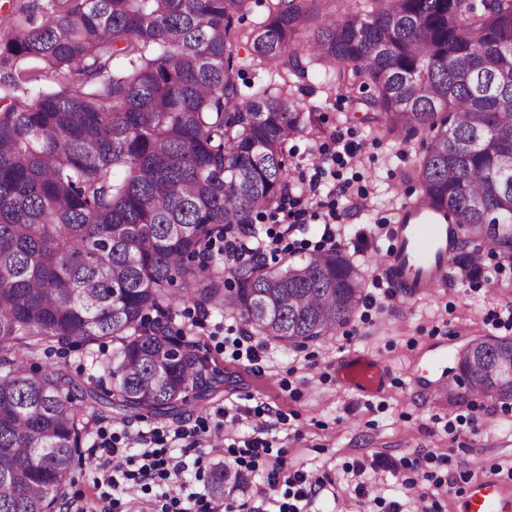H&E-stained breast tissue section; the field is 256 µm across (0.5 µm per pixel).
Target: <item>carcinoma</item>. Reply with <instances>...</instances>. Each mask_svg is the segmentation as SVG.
Segmentation results:
<instances>
[{"mask_svg": "<svg viewBox=\"0 0 512 512\" xmlns=\"http://www.w3.org/2000/svg\"><path fill=\"white\" fill-rule=\"evenodd\" d=\"M251 2L45 0L0 29V512H54L90 464L73 379L25 355L112 337V390L93 375L84 399L174 416L224 384L174 330L180 301L286 346L355 315L363 276L334 245L274 263L257 250L233 288L213 254L288 199L287 142L321 133V107L285 89L314 65L338 89L371 81L350 103L374 128L426 132L414 202L458 225L454 278L486 247L512 262V0H267L244 32ZM243 40L269 81H242ZM506 361L512 338H474L455 382L505 403ZM244 483L219 465L207 489Z\"/></svg>", "mask_w": 512, "mask_h": 512, "instance_id": "1", "label": "carcinoma"}]
</instances>
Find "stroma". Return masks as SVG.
<instances>
[{
    "mask_svg": "<svg viewBox=\"0 0 512 512\" xmlns=\"http://www.w3.org/2000/svg\"><path fill=\"white\" fill-rule=\"evenodd\" d=\"M296 99L321 102L319 137L288 143V163L314 173L323 168L317 199L336 209V243L360 266L364 275L363 301L356 315L333 335L297 347L266 341L259 363H251L245 347L236 345L244 323L240 317L202 311L192 303L180 305L176 328L196 341L209 364L219 369L224 383L205 406L189 405L175 416L121 413L107 405L78 400L88 421L82 454L96 453L101 437L118 436L127 454L137 450L139 432L169 431L186 426H221L222 440L200 448H177L184 460L183 494H205L210 467L224 463L228 447L254 435L265 422L252 415L265 405L280 415L271 454L288 466L316 476H329L309 505V512H387L391 501L409 503L410 495L383 469L370 470L379 453L418 461L424 478L452 479L439 497L441 512H455V497L473 479L512 472V401L487 408L478 396L464 394L451 401L433 393L443 373L453 372L460 350L473 338L512 336L507 306H512V264L484 253L480 277L451 281L422 296L394 292L373 263L392 244L389 229L396 213L416 195L413 169L422 153V133L390 135L373 130L362 112L349 109L345 91L306 77L296 82ZM358 154L357 163L343 162L344 144ZM369 193V206L359 210L352 200L333 194L335 183ZM115 342L65 353L37 351L30 367L44 370L63 366L78 383L93 373V360H107ZM363 357L384 368L381 386L361 392L344 386L339 367ZM206 468L193 469L196 458ZM372 483L380 505L357 504L344 492L359 482Z\"/></svg>",
    "mask_w": 512,
    "mask_h": 512,
    "instance_id": "1",
    "label": "stroma"
}]
</instances>
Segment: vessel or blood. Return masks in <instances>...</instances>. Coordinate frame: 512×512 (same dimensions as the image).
I'll return each instance as SVG.
<instances>
[{"mask_svg":"<svg viewBox=\"0 0 512 512\" xmlns=\"http://www.w3.org/2000/svg\"><path fill=\"white\" fill-rule=\"evenodd\" d=\"M450 224L435 206L407 204L392 226L393 247L382 259L383 273L410 296L447 281ZM357 387L370 390L381 382L376 367L360 362L346 373ZM458 512H512V480L488 474L471 482L457 500Z\"/></svg>","mask_w":512,"mask_h":512,"instance_id":"obj_1","label":"vessel or blood"}]
</instances>
